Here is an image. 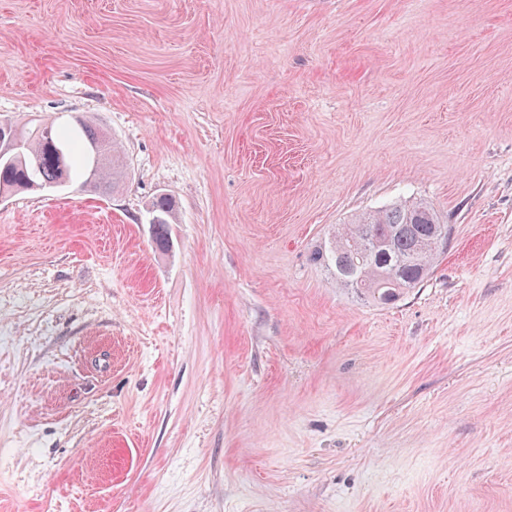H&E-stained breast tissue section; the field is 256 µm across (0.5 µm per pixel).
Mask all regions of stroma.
<instances>
[{
  "instance_id": "stroma-1",
  "label": "stroma",
  "mask_w": 512,
  "mask_h": 512,
  "mask_svg": "<svg viewBox=\"0 0 512 512\" xmlns=\"http://www.w3.org/2000/svg\"><path fill=\"white\" fill-rule=\"evenodd\" d=\"M78 114L118 191L0 199V512H512V0H0V117ZM418 200L394 305L311 261ZM175 202L166 196H159L152 203L153 242L157 249H163L168 243L169 224H173Z\"/></svg>"
}]
</instances>
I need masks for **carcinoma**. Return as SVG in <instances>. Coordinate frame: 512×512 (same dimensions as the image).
I'll return each instance as SVG.
<instances>
[{
	"instance_id": "cac0c4a2",
	"label": "carcinoma",
	"mask_w": 512,
	"mask_h": 512,
	"mask_svg": "<svg viewBox=\"0 0 512 512\" xmlns=\"http://www.w3.org/2000/svg\"><path fill=\"white\" fill-rule=\"evenodd\" d=\"M10 129L19 130L26 145L10 161L0 160V191L21 193L30 184L65 183L79 188L107 192L119 185L124 165L114 144H109L110 165L97 178L88 181L87 149L103 136L82 117L59 130L51 123L32 125L15 122ZM175 202L160 196L152 203L153 242L163 249L168 243L169 224L173 223ZM448 228L436 212L423 202L393 204L383 210L363 213L353 222L336 225L332 242L312 253V260L324 265L343 288H352L380 305L399 299L406 290L416 287L428 275L432 262L444 245L437 240ZM369 235L383 244V251L371 255L356 248Z\"/></svg>"
}]
</instances>
